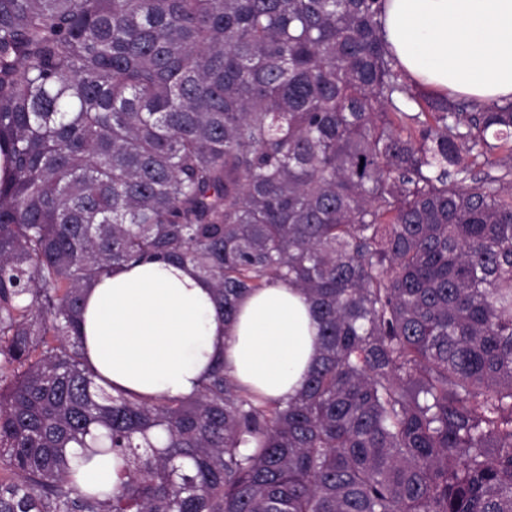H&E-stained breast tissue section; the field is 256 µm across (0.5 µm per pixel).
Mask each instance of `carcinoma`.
<instances>
[{
    "instance_id": "1",
    "label": "carcinoma",
    "mask_w": 512,
    "mask_h": 512,
    "mask_svg": "<svg viewBox=\"0 0 512 512\" xmlns=\"http://www.w3.org/2000/svg\"><path fill=\"white\" fill-rule=\"evenodd\" d=\"M382 8L0 0V512H512V102L410 83ZM150 260L226 323L303 289L304 390L98 386L84 294ZM83 484L93 490H110L115 484L116 473L112 458L99 457L82 468Z\"/></svg>"
}]
</instances>
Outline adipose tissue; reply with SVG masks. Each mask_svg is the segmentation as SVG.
I'll return each instance as SVG.
<instances>
[{
    "mask_svg": "<svg viewBox=\"0 0 512 512\" xmlns=\"http://www.w3.org/2000/svg\"><path fill=\"white\" fill-rule=\"evenodd\" d=\"M382 29L414 84L453 97L512 101V0H385ZM84 346L113 386L145 397L194 393L216 363L267 400L302 391L316 358L310 298L273 281L224 323L210 284L188 264L114 269L85 297Z\"/></svg>",
    "mask_w": 512,
    "mask_h": 512,
    "instance_id": "obj_1",
    "label": "adipose tissue"
}]
</instances>
